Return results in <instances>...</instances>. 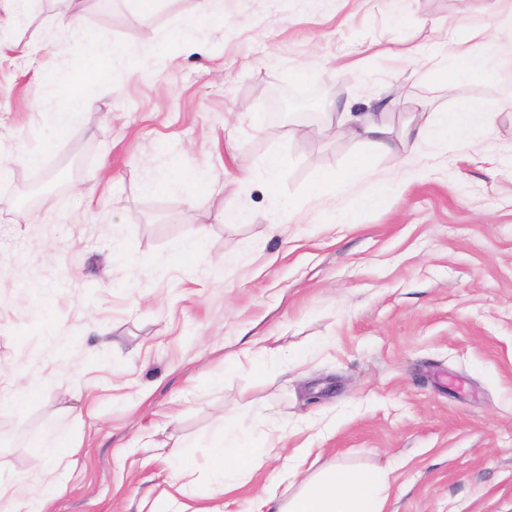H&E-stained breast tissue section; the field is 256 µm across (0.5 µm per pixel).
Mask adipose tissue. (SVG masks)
<instances>
[{
	"label": "adipose tissue",
	"instance_id": "adipose-tissue-1",
	"mask_svg": "<svg viewBox=\"0 0 512 512\" xmlns=\"http://www.w3.org/2000/svg\"><path fill=\"white\" fill-rule=\"evenodd\" d=\"M486 39V30L480 27L471 28L464 39H451L448 52L434 64L438 82L447 84L476 68L490 70L491 62L482 53ZM490 123V114L474 107L455 112H430L422 107L407 123L404 138L415 142L427 139L445 142L466 137ZM340 134L367 145L369 153L317 179L310 187V197L319 202L349 184L363 182L369 187L363 203L381 202L388 195L394 178L376 175L370 158L392 151L387 125L375 113H352ZM80 448L77 441L70 442L63 452L46 446L43 453L50 467L43 473L40 485L31 484L23 476L0 482V512H48L47 493L57 486L63 471L76 465ZM265 452L282 457L284 466L292 467V456L283 455L271 434L241 429L231 422L225 424L220 443L210 451L209 483L224 494L245 486L259 469L261 455ZM168 458L172 476L161 493V507L151 508L150 512H223L218 505H193L194 492L187 480L189 470L183 452L171 449ZM389 490L386 468L362 470L332 465L307 476L288 497L281 498L271 489H262L257 505L258 512H385Z\"/></svg>",
	"mask_w": 512,
	"mask_h": 512
}]
</instances>
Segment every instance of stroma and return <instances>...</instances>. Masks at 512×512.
<instances>
[{"label":"stroma","instance_id":"1","mask_svg":"<svg viewBox=\"0 0 512 512\" xmlns=\"http://www.w3.org/2000/svg\"><path fill=\"white\" fill-rule=\"evenodd\" d=\"M491 3L228 0L205 23L198 0H20L0 27V365L35 394L0 406V479L41 473L42 443L79 439L50 512H138L169 479L166 444L185 440L203 470L229 412L309 449L313 468L390 467L386 512H512V60L495 54ZM71 13L121 48L108 67L57 54ZM472 26L487 30L492 74L440 87L430 55ZM176 32L206 55L170 50ZM408 46L417 56L399 58ZM132 47L154 52L153 74ZM100 69L111 92L89 78ZM72 74L88 77L86 106L61 128L50 115ZM391 94L394 149L372 164L396 174L392 192L312 201L311 184L359 150L322 113ZM419 100L496 120L414 148L403 128ZM31 151L39 166L22 162ZM272 154L285 180L240 182ZM48 175L43 203L24 208L23 188ZM90 184L94 198L77 194ZM195 239L206 260L190 265L178 248ZM261 339L278 360L225 371ZM293 482L263 458L227 510Z\"/></svg>","mask_w":512,"mask_h":512}]
</instances>
